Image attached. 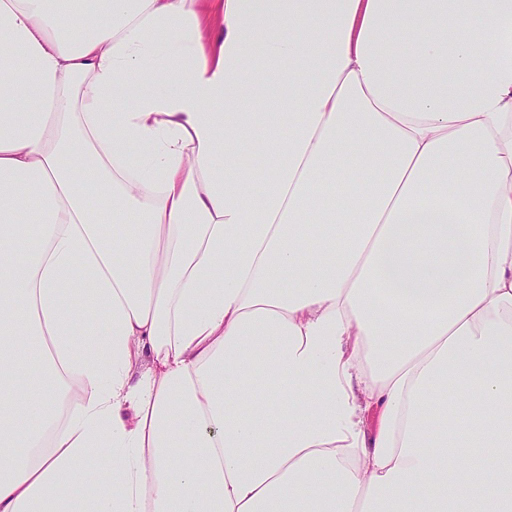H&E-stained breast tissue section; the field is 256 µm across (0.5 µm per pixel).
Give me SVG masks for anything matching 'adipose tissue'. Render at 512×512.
<instances>
[{"label":"adipose tissue","instance_id":"ef3b65f1","mask_svg":"<svg viewBox=\"0 0 512 512\" xmlns=\"http://www.w3.org/2000/svg\"><path fill=\"white\" fill-rule=\"evenodd\" d=\"M0 512H512V0H0Z\"/></svg>","mask_w":512,"mask_h":512}]
</instances>
